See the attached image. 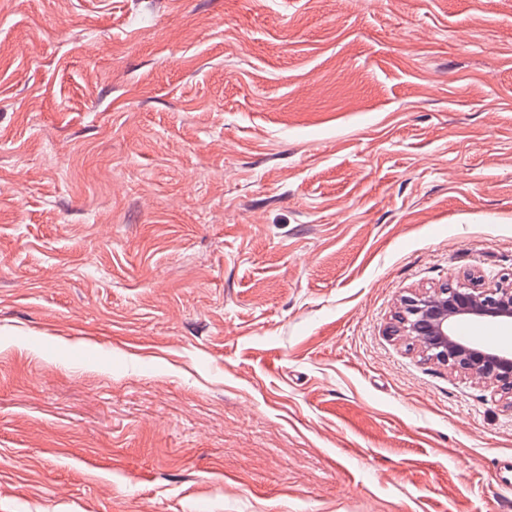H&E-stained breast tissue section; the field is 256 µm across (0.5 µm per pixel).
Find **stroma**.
<instances>
[{"instance_id":"obj_1","label":"stroma","mask_w":512,"mask_h":512,"mask_svg":"<svg viewBox=\"0 0 512 512\" xmlns=\"http://www.w3.org/2000/svg\"><path fill=\"white\" fill-rule=\"evenodd\" d=\"M483 280L512 0H0V512H512ZM404 306L410 307L414 320L403 315ZM460 319L511 326L512 287L500 284L482 289L444 287L403 296L401 311L389 326V332L411 340L427 360L488 383L501 398L511 397L512 349L485 346L461 338L468 333L465 322L458 323L457 336L455 325Z\"/></svg>"}]
</instances>
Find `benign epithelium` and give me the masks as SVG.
<instances>
[{
	"label": "benign epithelium",
	"instance_id": "7a95c632",
	"mask_svg": "<svg viewBox=\"0 0 512 512\" xmlns=\"http://www.w3.org/2000/svg\"><path fill=\"white\" fill-rule=\"evenodd\" d=\"M414 319L396 316L389 326L393 336L415 343L429 360L492 386L494 394L512 396V349L485 346L461 338L455 325L461 319L512 323V287L434 288L401 298Z\"/></svg>",
	"mask_w": 512,
	"mask_h": 512
}]
</instances>
